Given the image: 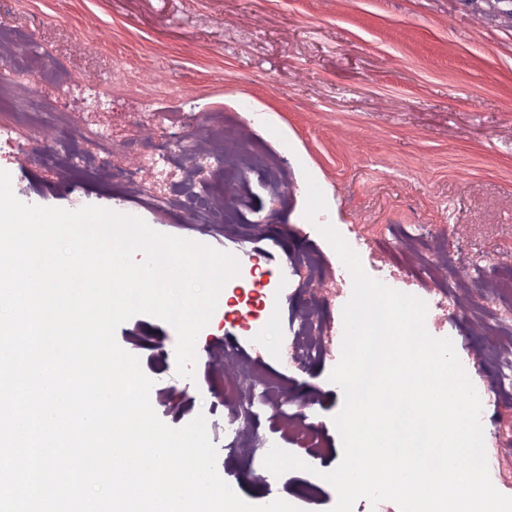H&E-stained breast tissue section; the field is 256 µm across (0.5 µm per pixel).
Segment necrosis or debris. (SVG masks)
<instances>
[{"mask_svg":"<svg viewBox=\"0 0 512 512\" xmlns=\"http://www.w3.org/2000/svg\"><path fill=\"white\" fill-rule=\"evenodd\" d=\"M34 31L16 24H0V146L15 157L33 156L45 143L46 112H111V127L86 122L74 124L70 143L56 164L59 171L86 170L113 185L146 197L160 209L177 205L192 224H220L236 241L234 251L246 271V297L235 311L238 332L255 335L264 300L284 287L302 295L306 307L288 325L282 347L289 367L305 370L329 356L330 337L342 336V320L333 311L343 309L345 292L334 270L321 259L289 263L275 271L262 269L251 244L260 224L245 220L241 207L247 191L230 175L239 168L266 172L272 191L285 181L284 158H264L241 151L247 136L218 122L198 127L170 124L157 134L127 133L133 115L157 111L160 93L148 87L144 76L120 59H113L110 77L116 88L136 94L127 110L112 109L103 93L76 72L59 75L43 68L44 51L37 48ZM179 152H171L170 143ZM375 259L386 266V286L423 299L425 325L430 335L449 337V319L461 318L467 329L495 336L493 360L497 377L490 386L497 401L512 399V261L491 265L460 264L448 249V236L427 224H385L370 236ZM224 445L238 447L248 422L259 415L273 419L274 434H254L251 447L269 451L283 441L320 452L323 443L308 422L301 403L288 399L280 379L266 375L250 360L225 351Z\"/></svg>","mask_w":512,"mask_h":512,"instance_id":"necrosis-or-debris-1","label":"necrosis or debris"}]
</instances>
